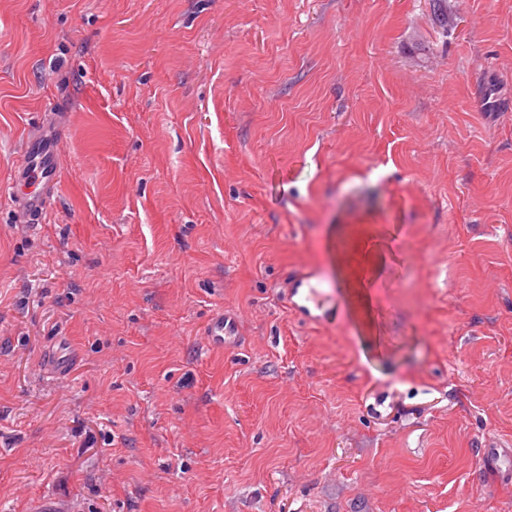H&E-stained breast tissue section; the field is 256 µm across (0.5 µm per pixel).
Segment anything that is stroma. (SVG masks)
Masks as SVG:
<instances>
[{
	"label": "stroma",
	"instance_id": "stroma-1",
	"mask_svg": "<svg viewBox=\"0 0 512 512\" xmlns=\"http://www.w3.org/2000/svg\"><path fill=\"white\" fill-rule=\"evenodd\" d=\"M446 3L0 0V512H512V0ZM387 225V346L287 309ZM61 143L62 137L55 133L50 123L27 131L9 204L18 223L39 224L51 205L59 184L57 173L61 168ZM205 336L211 344L222 346L224 350L237 348L245 343L239 316L235 310L227 306L209 318ZM482 465L493 480L512 478V448H483Z\"/></svg>",
	"mask_w": 512,
	"mask_h": 512
}]
</instances>
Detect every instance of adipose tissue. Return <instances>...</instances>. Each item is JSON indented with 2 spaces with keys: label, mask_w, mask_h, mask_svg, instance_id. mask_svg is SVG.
Returning <instances> with one entry per match:
<instances>
[{
  "label": "adipose tissue",
  "mask_w": 512,
  "mask_h": 512,
  "mask_svg": "<svg viewBox=\"0 0 512 512\" xmlns=\"http://www.w3.org/2000/svg\"><path fill=\"white\" fill-rule=\"evenodd\" d=\"M386 263L383 244L371 234L356 238L351 249L336 256L338 279L355 298L357 318L368 334L375 332L378 315L371 285L384 274Z\"/></svg>",
  "instance_id": "1"
}]
</instances>
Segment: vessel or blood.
I'll use <instances>...</instances> for the list:
<instances>
[{"label": "vessel or blood", "instance_id": "1", "mask_svg": "<svg viewBox=\"0 0 512 512\" xmlns=\"http://www.w3.org/2000/svg\"><path fill=\"white\" fill-rule=\"evenodd\" d=\"M62 138L53 125L45 123L27 131L21 161L15 171V186L10 208L18 223H39L58 190L57 173L61 168ZM291 310L310 318L328 302L323 279L311 271L292 279L287 288ZM205 334L211 344L227 349L244 344L243 327L232 308L215 312L208 320ZM482 465L491 479L512 478V448H487Z\"/></svg>", "mask_w": 512, "mask_h": 512}]
</instances>
